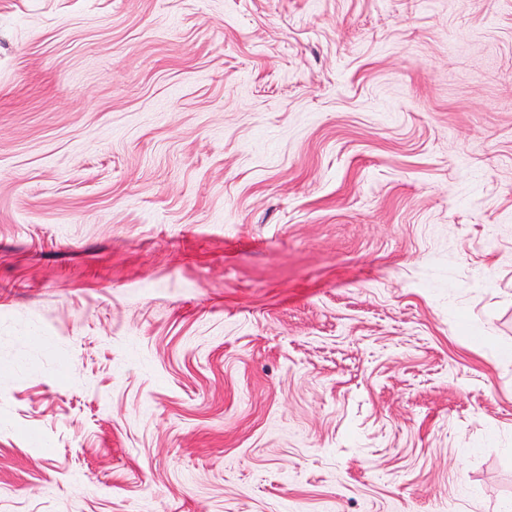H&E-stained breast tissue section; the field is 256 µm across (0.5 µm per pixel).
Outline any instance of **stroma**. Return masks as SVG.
I'll use <instances>...</instances> for the list:
<instances>
[{"instance_id":"obj_1","label":"stroma","mask_w":512,"mask_h":512,"mask_svg":"<svg viewBox=\"0 0 512 512\" xmlns=\"http://www.w3.org/2000/svg\"><path fill=\"white\" fill-rule=\"evenodd\" d=\"M512 0H0V512L512 500Z\"/></svg>"}]
</instances>
